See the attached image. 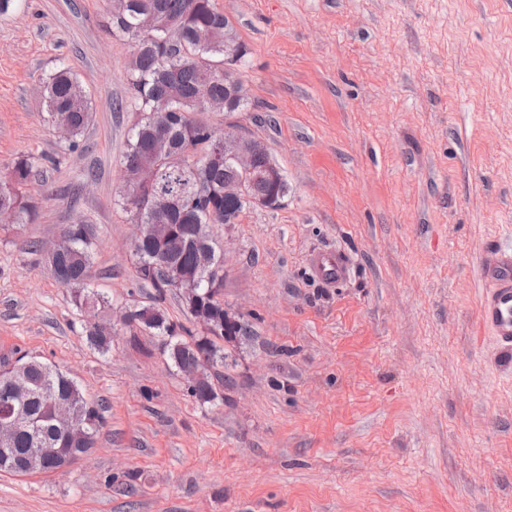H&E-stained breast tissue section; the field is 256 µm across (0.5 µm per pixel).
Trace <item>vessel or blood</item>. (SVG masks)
I'll use <instances>...</instances> for the list:
<instances>
[{
  "instance_id": "obj_1",
  "label": "vessel or blood",
  "mask_w": 512,
  "mask_h": 512,
  "mask_svg": "<svg viewBox=\"0 0 512 512\" xmlns=\"http://www.w3.org/2000/svg\"><path fill=\"white\" fill-rule=\"evenodd\" d=\"M491 285L481 296L479 320L495 337L501 356L512 357V243L498 244ZM313 272L323 281H342L347 263L341 254L321 253L311 259Z\"/></svg>"
}]
</instances>
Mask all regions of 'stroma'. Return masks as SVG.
Instances as JSON below:
<instances>
[{
  "label": "stroma",
  "mask_w": 512,
  "mask_h": 512,
  "mask_svg": "<svg viewBox=\"0 0 512 512\" xmlns=\"http://www.w3.org/2000/svg\"><path fill=\"white\" fill-rule=\"evenodd\" d=\"M216 4L248 49L252 107L205 118L262 142L288 196L211 227L224 306L253 334L225 343L231 380L205 405L159 339L117 326L99 354L22 249L92 225L98 321L154 301L115 203L139 115L110 0L0 14V173L24 156L42 172L31 220L0 228V357H40L106 405L68 471L0 473V512H512V362L478 319L512 237V0ZM62 64L93 103L73 149L45 119ZM321 250L344 256L342 282L311 271Z\"/></svg>",
  "instance_id": "35a3bbf8"
}]
</instances>
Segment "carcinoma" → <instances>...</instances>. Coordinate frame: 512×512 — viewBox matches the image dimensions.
<instances>
[{"mask_svg": "<svg viewBox=\"0 0 512 512\" xmlns=\"http://www.w3.org/2000/svg\"><path fill=\"white\" fill-rule=\"evenodd\" d=\"M112 35L133 48L126 107L143 113L130 131L121 164L155 173L153 182L140 187L136 210L129 216L154 225L133 256L138 278L155 288L158 296L153 304L129 309L126 325L160 339L175 371L198 372L195 385L188 391L199 403L209 404L218 398L212 370L224 366L226 359L219 341H245L252 330L247 322L224 310L220 299L224 248L206 234L204 226L238 223L242 214L254 207V197L274 194L276 205H281L288 196V181L283 178L272 185L259 177L251 182L247 194H226L224 183L235 174L232 155L236 144L227 143L219 160H206L217 134L198 113L250 108L240 82L230 71L244 60L247 48L215 0H112ZM229 49L235 53H227ZM202 87L208 95L204 105L197 99ZM44 106L47 121L68 127L69 146H75L92 120L93 108L80 80L67 66H60L46 82ZM252 143L259 175L273 160L260 141L254 139ZM180 153L188 154L189 164L184 167L171 162ZM40 175L35 159L22 157L9 174L0 177V209L14 211L18 224L31 214L28 187L38 182ZM158 195L174 200L171 212L164 217L151 211ZM66 233L69 246L47 254L46 262L55 280L73 294L76 308L90 317L106 304L87 283L94 251L93 229L71 224ZM175 277L184 285L179 295L187 313L202 327L201 334L195 336L170 321L157 304ZM83 332L101 355L110 353L109 325L89 321ZM7 376L25 389L17 405L29 426L13 436L12 447L18 455L31 448L94 447L105 422L104 404L88 398L74 378L50 363L23 356L13 368L0 372V390ZM56 397L69 402L83 437L71 435L54 420L52 400Z\"/></svg>", "mask_w": 512, "mask_h": 512, "instance_id": "1", "label": "carcinoma"}]
</instances>
